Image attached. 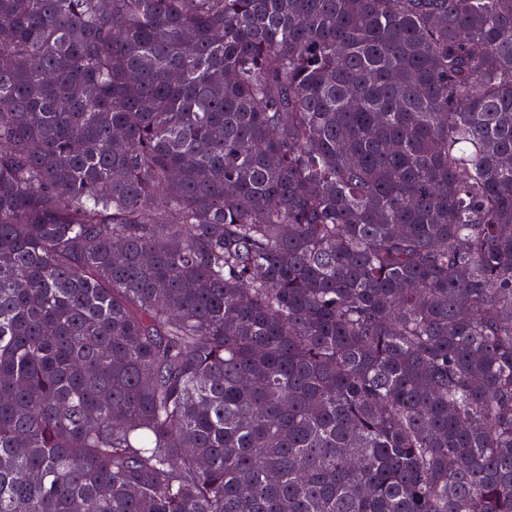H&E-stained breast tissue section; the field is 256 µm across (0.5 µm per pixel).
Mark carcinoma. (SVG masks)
<instances>
[{"instance_id":"cac0c4a2","label":"carcinoma","mask_w":512,"mask_h":512,"mask_svg":"<svg viewBox=\"0 0 512 512\" xmlns=\"http://www.w3.org/2000/svg\"><path fill=\"white\" fill-rule=\"evenodd\" d=\"M0 512H512V0H0Z\"/></svg>"}]
</instances>
